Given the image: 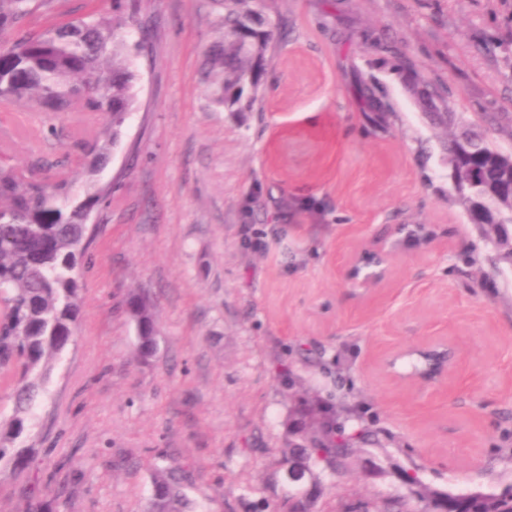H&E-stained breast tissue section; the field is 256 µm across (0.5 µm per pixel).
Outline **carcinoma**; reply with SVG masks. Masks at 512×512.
Wrapping results in <instances>:
<instances>
[{
  "label": "carcinoma",
  "instance_id": "carcinoma-1",
  "mask_svg": "<svg viewBox=\"0 0 512 512\" xmlns=\"http://www.w3.org/2000/svg\"><path fill=\"white\" fill-rule=\"evenodd\" d=\"M247 0H224V27L231 39L211 54L222 66L224 79L217 101L229 111L241 102L246 86L257 88L266 52L275 31L253 25V12L241 8ZM37 8L36 0H0V105L34 103L47 112H92L103 119L104 139L78 161L82 172L51 179L28 177L8 161L0 163V292L10 302L0 319V367L20 363L13 414L0 423V464L16 470L29 465L31 449L18 446L28 435L29 415L56 359L76 336L82 297L75 276L85 245L86 210L99 207L109 192L98 176L116 147L122 126L134 108L136 70L121 36L133 19L130 8L118 4L109 13L91 11L85 17L50 24L39 33H18ZM140 324L139 352L151 355L155 322L147 302L132 296L127 302ZM331 408H315L306 400L295 407L288 457H322L324 469L344 475L357 444L374 438L371 432L347 439L336 437ZM151 512H183L182 492L190 473L182 465L151 464ZM387 498L383 512H512V488L498 494H448L424 490L420 481Z\"/></svg>",
  "mask_w": 512,
  "mask_h": 512
}]
</instances>
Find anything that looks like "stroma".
Listing matches in <instances>:
<instances>
[{"label": "stroma", "mask_w": 512, "mask_h": 512, "mask_svg": "<svg viewBox=\"0 0 512 512\" xmlns=\"http://www.w3.org/2000/svg\"><path fill=\"white\" fill-rule=\"evenodd\" d=\"M276 26L255 96L228 111L207 63L224 0H135L136 103L100 180L83 310L35 410L34 457L0 467V512H149L152 464H190L197 512H284L295 394L344 402L381 466L454 494L512 487V261L449 179L446 143L475 129L512 153V0H249ZM428 85L456 113L433 125ZM88 114L0 110V154L76 164ZM425 226L416 242L407 229ZM379 248L369 289L350 258ZM146 295L157 348L126 306ZM447 338L440 381L385 358ZM317 512L398 490L313 467Z\"/></svg>", "instance_id": "1"}]
</instances>
